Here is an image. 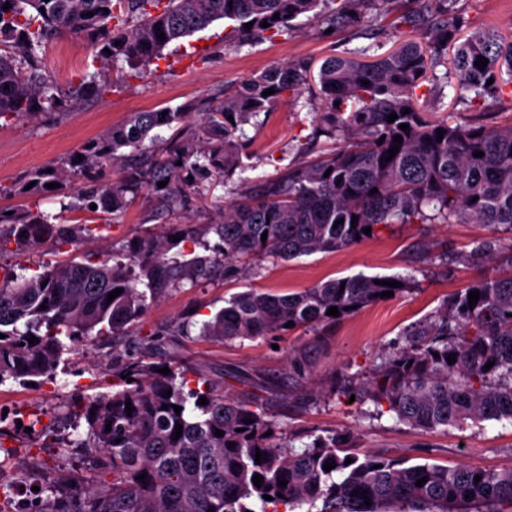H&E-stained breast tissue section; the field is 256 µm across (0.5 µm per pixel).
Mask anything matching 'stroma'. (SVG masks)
Segmentation results:
<instances>
[{"label": "stroma", "instance_id": "stroma-1", "mask_svg": "<svg viewBox=\"0 0 512 512\" xmlns=\"http://www.w3.org/2000/svg\"><path fill=\"white\" fill-rule=\"evenodd\" d=\"M464 20L461 37L489 30L512 40V0H456ZM425 40L426 30L393 26L380 17L368 26L328 29L321 21L300 17L288 34L240 43L231 26L216 21L207 29L169 45L163 60L142 77H129L126 63L102 69L101 79L111 84L102 99L90 100L65 116H44L29 122L0 121V209L39 206L60 222H86L95 231L77 246L55 248L45 240L17 250L14 243L0 246V268L42 265L75 260L99 262L121 252L136 236L160 234L174 222L206 229L219 223L223 205L245 201L262 187L280 180L290 167L304 164L322 153L324 138L313 122L312 102L319 91L318 70L326 57L353 56L369 60L394 50L401 37ZM92 52L86 39L68 34L53 39L42 61L60 88L79 82L87 72ZM303 64L308 84L299 98L284 97L269 112L253 117L242 127L241 156L237 168L223 182L202 181V199L180 217L168 215L150 191H142L119 216L80 211L62 212L56 194L34 200L14 187L37 167L53 165L84 142L132 113L185 107L198 115L241 80L276 63ZM421 112L449 116L456 124L495 127L512 122V97H485L477 106L458 100L456 78L432 83L419 98ZM512 239L503 229L482 224H396L373 238L333 253H317L285 262L269 257L236 265L232 276L216 275L196 287L171 289L129 328L123 345L146 334L159 333L154 357L212 379L225 397L251 401L274 432L296 448L318 437L346 436L360 453L410 464L503 470L512 468V421L487 420L432 431L399 422L357 389L374 369L406 344V334L442 307L444 300L487 274L505 269L504 259L484 266L464 257L485 240ZM205 240L216 246L208 233ZM359 273L412 277L403 295L374 303L354 315L315 328H297L275 336L214 342L196 335L173 334L188 312L205 320L234 294L253 288L286 294L318 283ZM112 349L99 341L84 343L66 354L55 379L23 386L0 384V405L14 413L41 412L51 423L60 405L71 396L92 397L112 389ZM11 454L6 462L8 480L32 482L35 474L54 468L78 481L95 477L88 465L89 451L57 444L40 448L25 431L7 440Z\"/></svg>", "mask_w": 512, "mask_h": 512}]
</instances>
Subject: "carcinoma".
<instances>
[{
    "instance_id": "cac0c4a2",
    "label": "carcinoma",
    "mask_w": 512,
    "mask_h": 512,
    "mask_svg": "<svg viewBox=\"0 0 512 512\" xmlns=\"http://www.w3.org/2000/svg\"><path fill=\"white\" fill-rule=\"evenodd\" d=\"M393 2L0 0V120L60 115L103 96L106 86L93 73L64 91L46 72L40 52L65 32L87 39L92 64L123 60L137 73L165 58L170 44L218 20L247 42L287 33L293 20L309 13L334 27H360L369 22L368 8L388 15ZM435 2L425 19L429 44L406 41L369 63L340 55L324 60L315 122L331 144L254 198L226 205L224 221L210 226L221 241L215 255L183 249L172 254L173 243L165 235L135 237L110 265L71 260L30 277L7 275L0 284V333L5 335L0 338V384L52 377L65 352L93 337L124 335L169 290L187 282L196 286L217 269L229 272L233 263L254 256L290 261L335 252L368 238L365 228L375 236L394 224L478 223L512 232V122L494 128L462 126L446 117L428 120L416 107L417 91L425 81H437L428 72L446 64L450 46L456 47L452 65L461 87L474 92L470 101L506 94L503 74L512 75V41L481 31L458 42L463 21L455 0ZM249 22L253 26L248 29ZM161 32L163 40L158 39ZM106 48L111 54L104 53ZM480 56L487 60L483 70L475 65ZM307 78L305 65H273L226 92L192 126L180 108L135 112L62 159L52 172L45 167L28 172L18 191L41 195L50 192L49 183H77L61 207L89 211L94 205L117 216L146 188L176 212L193 200L198 179L224 177L237 167L240 126L270 111L284 96L301 94ZM270 88L274 94L263 95ZM392 113L398 119L390 123ZM174 124L180 130L163 147L145 145L147 139L158 140L151 132ZM401 124L409 129L401 130ZM396 136L403 143L395 144ZM395 145L399 152L391 158L389 149ZM128 154L141 159L127 168V175L118 182H100L97 171L123 162ZM161 181L166 182L163 188L158 187ZM91 233L83 222L53 224L40 210L11 215L0 210V241L20 247L45 238L58 247L75 246ZM500 249L497 241H487L466 261L487 262ZM381 280L401 286H383ZM411 287L401 276L358 274L283 295L250 288L203 321L200 335L224 342L286 332L290 321L296 328L328 324L383 300L385 291L397 296ZM115 289L122 293L108 300ZM473 291L479 300L471 305L468 293ZM331 306L339 317L327 314ZM32 335L38 342L29 343ZM155 342L151 334L135 342L137 355L112 357L115 390L92 398L76 395L58 413L64 421L85 424L87 437L67 446L95 449L94 469L112 475V482L93 480L78 487L61 474L39 477L37 512H280L281 505L293 510L319 502V512H471L487 504L497 506L494 512H512V470L407 466L361 457L334 436L318 437L297 451L266 435L271 424L262 414L246 401L224 397L212 380L200 375L192 387L183 371L159 373L166 364L151 361ZM451 354L456 355L452 364L447 361ZM489 362L493 366L487 369ZM362 393L386 403L399 421L425 431L468 420H512V272L483 277L452 295L433 321L409 333L406 346L364 383ZM202 396L205 405L197 404ZM175 405L182 410L175 412ZM218 429L220 436L215 435ZM348 457L353 462L347 465ZM328 461L336 467L326 471ZM142 474L146 478L141 480ZM255 475L263 477L259 488L252 482ZM477 475L481 480L476 483ZM423 477L427 482L416 486ZM282 480L287 481L284 487Z\"/></svg>"
}]
</instances>
